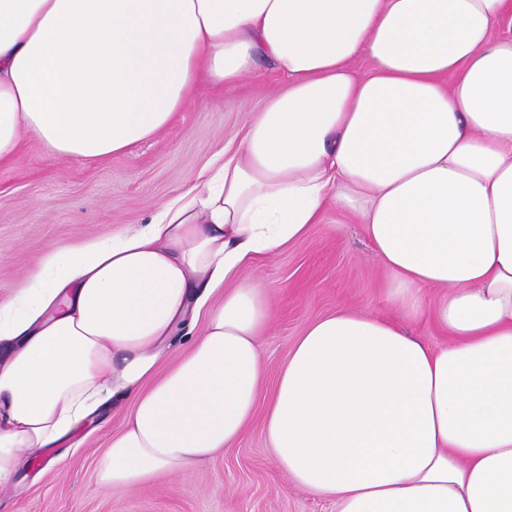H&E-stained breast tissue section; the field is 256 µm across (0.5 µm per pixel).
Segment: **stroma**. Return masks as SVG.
<instances>
[{"label":"stroma","mask_w":512,"mask_h":512,"mask_svg":"<svg viewBox=\"0 0 512 512\" xmlns=\"http://www.w3.org/2000/svg\"><path fill=\"white\" fill-rule=\"evenodd\" d=\"M282 83L267 64L227 90L197 91L186 111L152 139L99 160H58L35 139L0 164V298L22 287L43 255L111 233L116 224L145 223L157 206L196 184L208 162ZM275 303L260 338L264 390L272 392L288 351L317 318L345 307L402 320L413 336L437 348L446 336L426 309L401 318L389 295V274L362 225L327 210L308 236L271 258L256 259ZM127 402L104 410L96 430L76 447L50 449L58 466L30 469L0 489V512H332L277 469L261 419L215 458L188 474L159 476L140 487H99L96 461L120 430Z\"/></svg>","instance_id":"stroma-1"}]
</instances>
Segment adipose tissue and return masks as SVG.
I'll return each instance as SVG.
<instances>
[{
    "mask_svg": "<svg viewBox=\"0 0 512 512\" xmlns=\"http://www.w3.org/2000/svg\"><path fill=\"white\" fill-rule=\"evenodd\" d=\"M261 60L284 82L201 182L0 299V487L117 396L106 490L192 471L261 405L279 471L336 512H512V0H0V163L26 135L57 159L124 151ZM331 207L405 316L439 289L449 340L339 308L264 396L253 259Z\"/></svg>",
    "mask_w": 512,
    "mask_h": 512,
    "instance_id": "obj_1",
    "label": "adipose tissue"
}]
</instances>
